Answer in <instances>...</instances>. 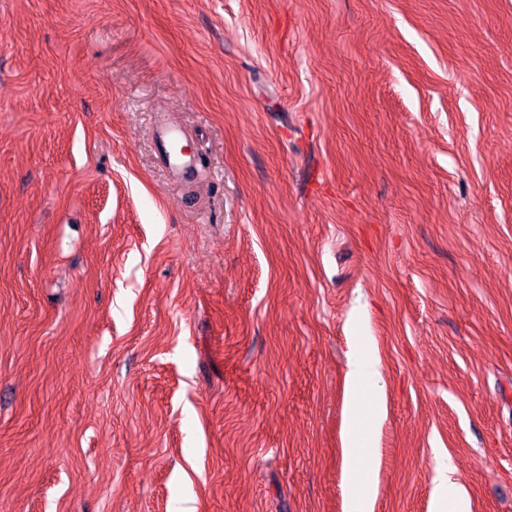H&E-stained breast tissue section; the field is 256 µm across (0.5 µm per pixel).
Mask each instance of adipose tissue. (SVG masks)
Returning <instances> with one entry per match:
<instances>
[{"instance_id": "obj_1", "label": "adipose tissue", "mask_w": 512, "mask_h": 512, "mask_svg": "<svg viewBox=\"0 0 512 512\" xmlns=\"http://www.w3.org/2000/svg\"><path fill=\"white\" fill-rule=\"evenodd\" d=\"M376 365L375 358L359 357L347 374L343 454L354 466L348 512H371L374 454L364 446L362 428L377 424L385 415V385Z\"/></svg>"}]
</instances>
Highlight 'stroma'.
Listing matches in <instances>:
<instances>
[{
  "mask_svg": "<svg viewBox=\"0 0 512 512\" xmlns=\"http://www.w3.org/2000/svg\"><path fill=\"white\" fill-rule=\"evenodd\" d=\"M365 355L512 512V0H0V512H346Z\"/></svg>",
  "mask_w": 512,
  "mask_h": 512,
  "instance_id": "obj_1",
  "label": "stroma"
}]
</instances>
